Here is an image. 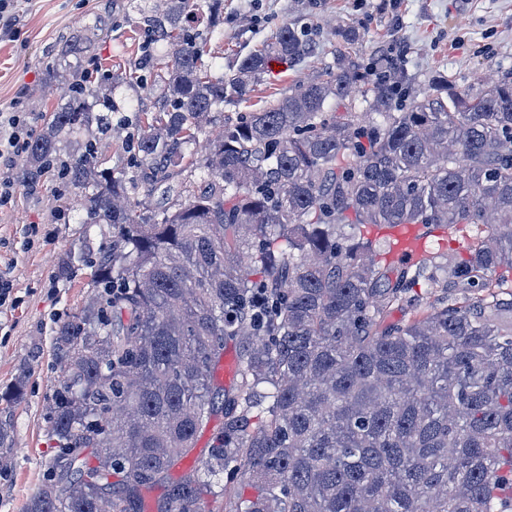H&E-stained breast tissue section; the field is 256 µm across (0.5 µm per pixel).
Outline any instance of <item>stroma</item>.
Returning a JSON list of instances; mask_svg holds the SVG:
<instances>
[{
    "mask_svg": "<svg viewBox=\"0 0 512 512\" xmlns=\"http://www.w3.org/2000/svg\"><path fill=\"white\" fill-rule=\"evenodd\" d=\"M340 20L355 28L351 51L365 67L384 50L399 57L408 73H441L460 87L512 72V0H224V22L209 48L225 74L283 23L305 27L309 35L308 55L268 70L248 99L225 107V114L259 109L332 61L345 44L334 32ZM20 27L18 41L0 37V113H24L32 133L66 90L51 71L61 35L88 30L94 55L83 59V67L111 75L130 72L145 41L134 18L111 12L109 0H32ZM127 117L128 125L116 122L98 135V168L126 164L125 142L137 132L138 114ZM12 191L10 204L0 208V273L11 280L17 299L0 307V411L10 419L14 448L8 475L0 479V512H22L54 446L43 416L61 375L54 337L93 293L90 270L68 276L64 264L84 241L97 244L111 233L107 225L89 223L84 190L67 180L53 176L34 191L16 182ZM19 383L21 398L2 401Z\"/></svg>",
    "mask_w": 512,
    "mask_h": 512,
    "instance_id": "35a3bbf8",
    "label": "stroma"
}]
</instances>
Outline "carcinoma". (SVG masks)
Instances as JSON below:
<instances>
[{
    "mask_svg": "<svg viewBox=\"0 0 512 512\" xmlns=\"http://www.w3.org/2000/svg\"><path fill=\"white\" fill-rule=\"evenodd\" d=\"M221 7L123 6L148 33L136 69L158 102L133 141L136 174L96 167L90 139L61 154L95 107L116 109L126 76L104 90L73 70L29 141L22 185L59 171L90 190V223L112 239L75 258L95 298L55 337L56 446L24 512H145L143 490L219 412L205 467L155 512H512V293L493 291L512 274V73L460 90L392 57L368 75L340 50L198 153L271 61L307 49L285 25L226 78L209 49ZM89 46L74 30L59 52ZM140 184L162 202L132 200ZM378 224L482 236L465 258L395 267L364 235ZM421 280L459 301L407 297ZM399 301L412 316L386 323ZM232 342L242 380L226 392L213 371ZM240 471L251 497L224 482Z\"/></svg>",
    "mask_w": 512,
    "mask_h": 512,
    "instance_id": "carcinoma-1",
    "label": "carcinoma"
}]
</instances>
